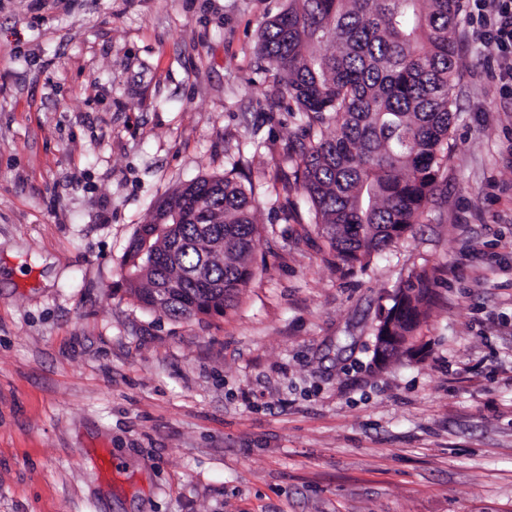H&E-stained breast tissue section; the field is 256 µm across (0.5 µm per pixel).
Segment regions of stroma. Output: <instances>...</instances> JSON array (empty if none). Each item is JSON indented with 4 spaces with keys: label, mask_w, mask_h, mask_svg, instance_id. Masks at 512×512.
<instances>
[{
    "label": "stroma",
    "mask_w": 512,
    "mask_h": 512,
    "mask_svg": "<svg viewBox=\"0 0 512 512\" xmlns=\"http://www.w3.org/2000/svg\"><path fill=\"white\" fill-rule=\"evenodd\" d=\"M287 4L0 0V512H512V87L460 12L441 194L341 266L281 180L318 131L255 54ZM228 173L254 279L220 315L144 309L136 228ZM423 267V351L375 362Z\"/></svg>",
    "instance_id": "stroma-1"
}]
</instances>
